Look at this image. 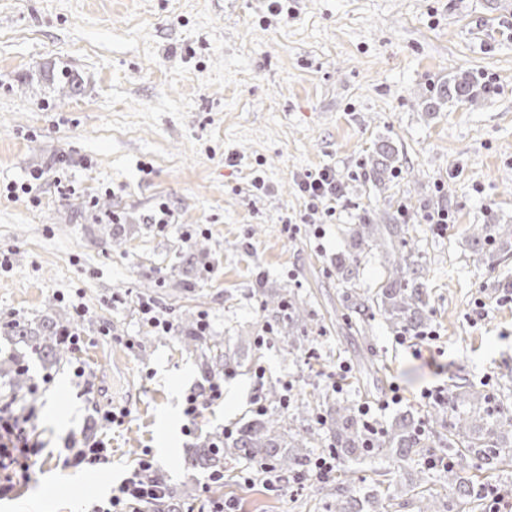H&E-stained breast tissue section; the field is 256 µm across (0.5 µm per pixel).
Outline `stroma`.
Returning a JSON list of instances; mask_svg holds the SVG:
<instances>
[{
    "mask_svg": "<svg viewBox=\"0 0 512 512\" xmlns=\"http://www.w3.org/2000/svg\"><path fill=\"white\" fill-rule=\"evenodd\" d=\"M51 68L79 74L80 92L62 93ZM459 72L494 94L429 110ZM383 139L400 167L381 182L370 157ZM322 169L340 192L314 205L299 182ZM36 170L31 194H9ZM367 209L404 218L429 269L440 337L420 354L381 314L366 340L347 320L336 260ZM437 210L449 224L426 223ZM498 223L512 224V0H0V399L33 408L42 444L30 480L22 458L0 469V512H89L144 459L188 512L209 498L324 512L335 479L280 496L240 479L245 459L211 482L196 453L225 427L283 417L285 382L328 390L341 362L337 400L377 406L398 388L383 423L461 378L512 398V258L492 270L468 246L471 225ZM272 295L303 300V347L289 348ZM142 300L171 333L141 321ZM76 302L84 343L59 365L9 327ZM19 363L49 383L15 391ZM214 378L223 400L185 430L186 395ZM123 407L122 425L97 418ZM74 437L104 442L107 462L66 465Z\"/></svg>",
    "mask_w": 512,
    "mask_h": 512,
    "instance_id": "stroma-1",
    "label": "stroma"
}]
</instances>
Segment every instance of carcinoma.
Returning <instances> with one entry per match:
<instances>
[{
  "label": "carcinoma",
  "instance_id": "carcinoma-1",
  "mask_svg": "<svg viewBox=\"0 0 512 512\" xmlns=\"http://www.w3.org/2000/svg\"><path fill=\"white\" fill-rule=\"evenodd\" d=\"M475 80L468 74L454 76L439 85L432 97L437 106L472 103L475 100ZM398 161L395 149L382 144L376 151L372 171L381 179L395 169ZM351 250L336 260V275L349 288L351 312L362 317L376 309L395 332L417 331L428 319L430 296L426 288L428 268L415 251L414 239L407 224H377L373 212L366 211L358 223L349 228ZM469 241L474 255L488 265L512 255L511 224H475L470 228ZM373 250L383 254L386 280L374 293L360 290L352 282L353 268L361 256ZM305 321L304 309L296 301L288 302V338L297 341L296 333ZM14 329L35 339L44 359L51 365L64 361L67 343L64 338L73 331L72 322L64 317H51L32 329L18 322ZM324 396L313 393L296 405L297 413L288 419V432H282L267 421L259 420L241 427L224 438V447H209L196 460L202 468L224 471V459L244 456L273 463L281 472H296L305 466L313 454L314 432L310 426L315 411ZM493 397L467 381L448 388V409L432 408L426 412L428 424L438 425L445 433L431 442L418 432V419L412 414L382 428L381 436L372 440L352 405L336 403L328 407L331 447L344 465L342 476L354 483L352 474L380 459L394 468L409 463L414 468V485L420 488L421 512H459L458 506L475 502L478 489L473 477L461 475L457 465L443 470L450 496L443 499L431 491L432 472L419 460L435 458L443 449L460 459L476 458L482 466L494 469L512 454V422L503 419V411L491 406ZM407 493L406 485L396 481L382 495L371 491L363 496L353 490L336 487V494L326 501L327 512H381L384 501H395Z\"/></svg>",
  "mask_w": 512,
  "mask_h": 512
}]
</instances>
